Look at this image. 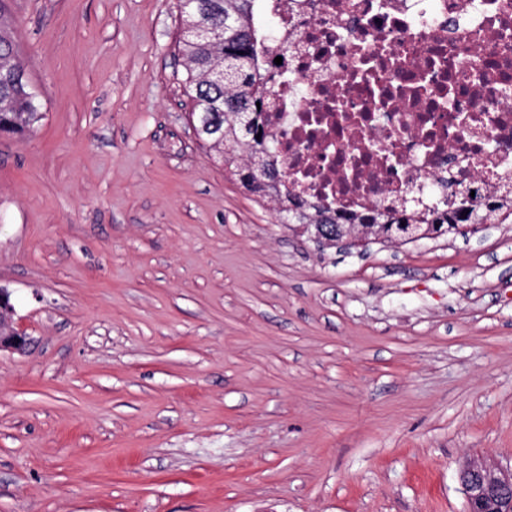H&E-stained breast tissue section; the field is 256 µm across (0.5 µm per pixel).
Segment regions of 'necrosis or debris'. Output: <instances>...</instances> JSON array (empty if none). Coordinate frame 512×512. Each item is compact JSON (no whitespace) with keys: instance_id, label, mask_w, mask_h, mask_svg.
<instances>
[{"instance_id":"1","label":"necrosis or debris","mask_w":512,"mask_h":512,"mask_svg":"<svg viewBox=\"0 0 512 512\" xmlns=\"http://www.w3.org/2000/svg\"><path fill=\"white\" fill-rule=\"evenodd\" d=\"M266 144L288 187L417 222L512 197V0H261Z\"/></svg>"}]
</instances>
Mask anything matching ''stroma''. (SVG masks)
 I'll list each match as a JSON object with an SVG mask.
<instances>
[{"mask_svg": "<svg viewBox=\"0 0 512 512\" xmlns=\"http://www.w3.org/2000/svg\"><path fill=\"white\" fill-rule=\"evenodd\" d=\"M0 512H466L512 469V223L296 236L199 146L175 0H5ZM0 1V133L33 134L45 119L38 100L30 97L26 63L18 49V24ZM1 45L11 50H1ZM31 343V337L15 322L14 307L10 294L0 289V353H23ZM460 481L466 492L467 512L511 511L512 470L502 473L487 465L470 464L460 472ZM505 501L508 508L502 509Z\"/></svg>", "mask_w": 512, "mask_h": 512, "instance_id": "35a3bbf8", "label": "stroma"}]
</instances>
